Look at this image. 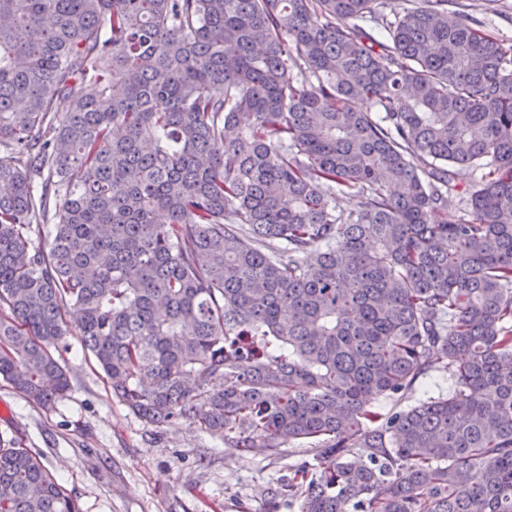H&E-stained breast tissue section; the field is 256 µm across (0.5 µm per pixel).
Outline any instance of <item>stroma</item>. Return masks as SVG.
I'll return each instance as SVG.
<instances>
[{"instance_id": "1", "label": "stroma", "mask_w": 512, "mask_h": 512, "mask_svg": "<svg viewBox=\"0 0 512 512\" xmlns=\"http://www.w3.org/2000/svg\"><path fill=\"white\" fill-rule=\"evenodd\" d=\"M466 2L489 34L512 39V0ZM57 355L70 389L52 411L0 380V448L39 453L81 512H298V501L279 486L291 466L312 459L309 444L255 456L181 421L146 424L113 397L77 333ZM450 385L448 371L439 367L403 399L380 400L375 409L385 414L414 405L447 393Z\"/></svg>"}]
</instances>
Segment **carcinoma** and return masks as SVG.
<instances>
[{
  "instance_id": "obj_1",
  "label": "carcinoma",
  "mask_w": 512,
  "mask_h": 512,
  "mask_svg": "<svg viewBox=\"0 0 512 512\" xmlns=\"http://www.w3.org/2000/svg\"><path fill=\"white\" fill-rule=\"evenodd\" d=\"M72 315L141 420L313 445L299 512H512V41L455 0H0V379L44 411ZM0 512L81 510L0 448ZM450 385L451 379L448 371L439 364L426 378L421 379L414 390L405 395L401 401L397 402L395 398L381 399L375 403V410L381 414H387L395 407L404 408L415 405L428 397H437L439 393L447 394Z\"/></svg>"
}]
</instances>
